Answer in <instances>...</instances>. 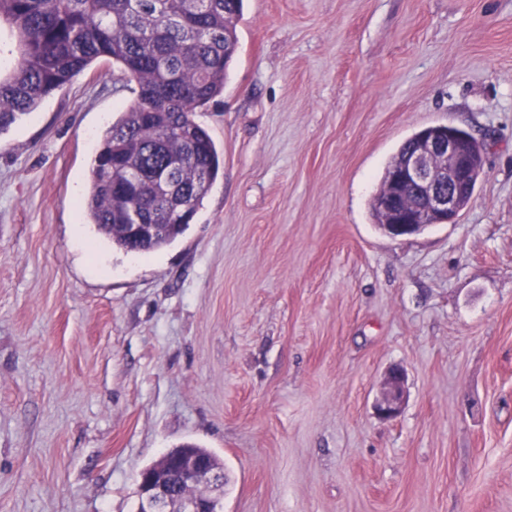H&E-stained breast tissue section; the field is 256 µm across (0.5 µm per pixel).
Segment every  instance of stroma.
<instances>
[{
  "mask_svg": "<svg viewBox=\"0 0 512 512\" xmlns=\"http://www.w3.org/2000/svg\"><path fill=\"white\" fill-rule=\"evenodd\" d=\"M237 33L195 116L221 168L167 247L81 205L118 66L0 135V512H136L187 442L224 512H512V0H244ZM432 124L484 143L473 199L390 239L371 199ZM404 374L399 367L391 368L384 380V388L376 404V412L382 418L396 417L404 402Z\"/></svg>",
  "mask_w": 512,
  "mask_h": 512,
  "instance_id": "1",
  "label": "stroma"
}]
</instances>
